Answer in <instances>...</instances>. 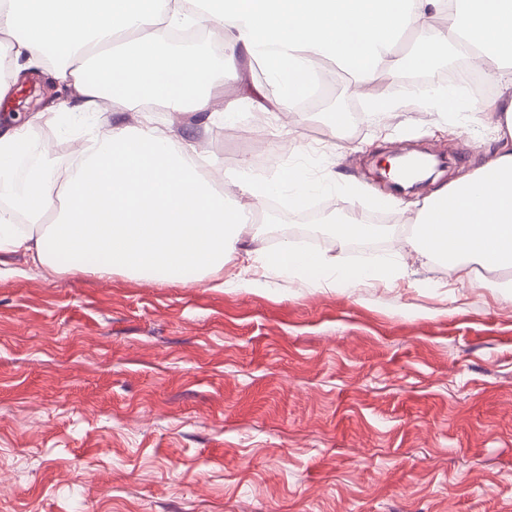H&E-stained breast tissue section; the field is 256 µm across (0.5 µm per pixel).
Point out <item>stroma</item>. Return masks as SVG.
<instances>
[{
	"label": "stroma",
	"instance_id": "stroma-1",
	"mask_svg": "<svg viewBox=\"0 0 512 512\" xmlns=\"http://www.w3.org/2000/svg\"><path fill=\"white\" fill-rule=\"evenodd\" d=\"M243 78L215 92L263 113L247 142L237 124L202 128L191 112L158 125L216 142L225 183L254 151L295 145L330 224L370 215L355 182L389 193L378 157L422 144L451 155L435 185L490 159L491 128L422 111L400 69L381 83L393 112L346 106L335 132L320 106L279 117L247 98ZM84 128L48 114L18 174L50 150L67 165ZM240 259L203 280L99 277L84 262L53 271L0 252V473L17 495L0 512H512V299L503 272L414 267L391 284L327 288L276 272L232 280Z\"/></svg>",
	"mask_w": 512,
	"mask_h": 512
}]
</instances>
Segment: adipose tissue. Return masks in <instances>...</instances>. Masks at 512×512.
<instances>
[{
    "mask_svg": "<svg viewBox=\"0 0 512 512\" xmlns=\"http://www.w3.org/2000/svg\"><path fill=\"white\" fill-rule=\"evenodd\" d=\"M187 2L0 0L13 78L29 62L49 60L65 91L58 111L99 127L94 150L81 152L75 165L58 169L48 158L20 182L15 168L29 152V126L0 129V252L23 253L50 269L79 256L95 273L149 281L220 271L257 204L284 194L290 208H300L310 186L288 170L275 182L240 175L229 192L198 169L194 145L157 126L143 104L233 120L234 102L216 111L211 88L236 80L234 53L243 50L264 66L283 111H296L328 61L367 89L371 111L386 112L392 98L380 79L397 64L395 46L409 30L440 24L445 37L406 63L428 69L461 47L489 71L497 97L472 99L465 110L470 124L498 131L492 158L424 199L402 261L353 268L288 243L255 255L307 285L391 280L407 276L413 261L447 266L462 284L477 263L512 269V0H213L208 22L228 49L218 62L168 39V31L194 24ZM124 112L139 113L137 125L118 122Z\"/></svg>",
    "mask_w": 512,
    "mask_h": 512,
    "instance_id": "1",
    "label": "adipose tissue"
}]
</instances>
